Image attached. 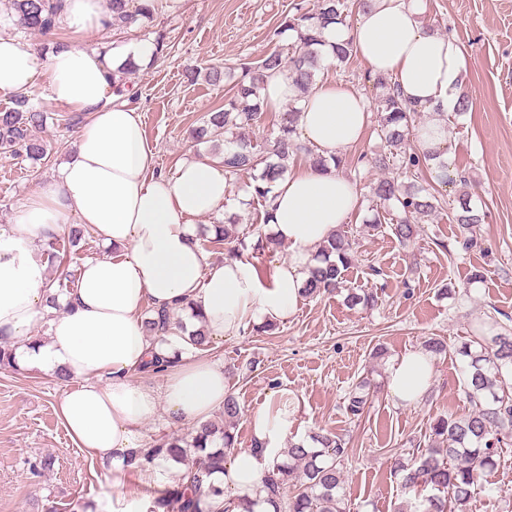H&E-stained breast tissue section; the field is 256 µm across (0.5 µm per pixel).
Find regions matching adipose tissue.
Instances as JSON below:
<instances>
[{
  "label": "adipose tissue",
  "instance_id": "1",
  "mask_svg": "<svg viewBox=\"0 0 512 512\" xmlns=\"http://www.w3.org/2000/svg\"><path fill=\"white\" fill-rule=\"evenodd\" d=\"M417 2L373 0L353 28L336 34L353 41L372 74L394 76L402 99L457 112L464 95L463 47L433 32ZM62 4L61 20L77 34L112 18V0ZM154 51L153 41L133 40L104 52L74 44L43 55L0 34V99L32 91L43 72L54 101L89 116L71 159L29 196L14 224L0 227V342L15 348L21 364L63 369L79 379L60 399L58 417L77 448L113 466L139 447L142 425L159 412L176 426L204 421L223 408L228 394L223 363L183 350L176 333L160 349L164 355L182 351L163 386L138 380L152 347L142 329L144 307L193 306L199 317L192 328H204L213 342L254 322L287 319L318 247L348 222L360 196L335 169L289 171L277 183L270 221L288 257L271 280L261 281L243 260L212 262L193 221L232 203L223 165L186 159L174 176H150L154 151L141 114L114 89L119 67L145 65ZM261 96L274 112L298 99L299 136L327 158L357 142L368 123L363 97L333 80L317 83L300 99L287 71H275ZM71 216L93 229L108 251L83 262L59 315L50 303L54 290L42 253ZM42 323L49 335L39 341L34 330ZM432 373L429 355L410 352L390 362L387 388L413 403L427 391ZM251 427L258 450L240 451L226 472L213 476L233 490L223 503L227 512H242L238 496L258 498L265 473L282 458L288 414L268 402L253 414Z\"/></svg>",
  "mask_w": 512,
  "mask_h": 512
}]
</instances>
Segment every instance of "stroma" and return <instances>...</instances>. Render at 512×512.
<instances>
[{"instance_id":"1","label":"stroma","mask_w":512,"mask_h":512,"mask_svg":"<svg viewBox=\"0 0 512 512\" xmlns=\"http://www.w3.org/2000/svg\"><path fill=\"white\" fill-rule=\"evenodd\" d=\"M292 3L187 0L186 10L156 13L135 32L105 27L79 37L61 26L54 38L106 49L135 36L165 34L166 57L127 77L126 100L141 112L155 173L170 177L180 160L212 157L211 144L193 140L190 132L229 94V83L194 81L191 72L212 63L257 61L274 42L289 48L291 37L275 31ZM419 9L436 32L461 43L471 100L469 110L448 126L451 164L468 185L447 188L430 177L425 186L451 197L468 192L472 206L486 211L485 221L469 231L478 247L462 250L469 232L444 218L421 223L415 242L407 246L390 231L370 226L369 186L381 176L372 160L380 142L365 129L357 143L340 151L346 160L340 173L360 192L358 209L342 226L358 255L345 278L354 289L381 288L378 306L352 307L340 295L302 297L294 314L274 330L246 329L206 352L230 369L228 389L243 411L242 444L252 438V415L277 386L288 391L289 438L303 439L322 428L344 434L352 450L345 483L350 512H394L401 492L390 473L392 457L407 456L424 440L432 419L467 408L461 369L451 353L433 357L431 384L409 405L386 387L388 361L422 349L431 336L457 347L483 322L494 320L512 330V0H420ZM31 96L55 117L36 132L48 155L37 164L0 156V227L14 223L30 193L55 177L71 158L80 132L67 126L70 112L51 99L46 80H39ZM478 269L484 280L471 283ZM379 345L386 347V359H373ZM366 376L379 388L363 418L349 421L343 397ZM67 388L37 369H0V512H79L86 503L122 512L129 493L147 503L155 490L177 484L175 471L128 466L122 485H114L108 467L76 448L56 415ZM45 457L53 459L52 469L33 471ZM488 482L497 494H475L467 512H512V447Z\"/></svg>"}]
</instances>
